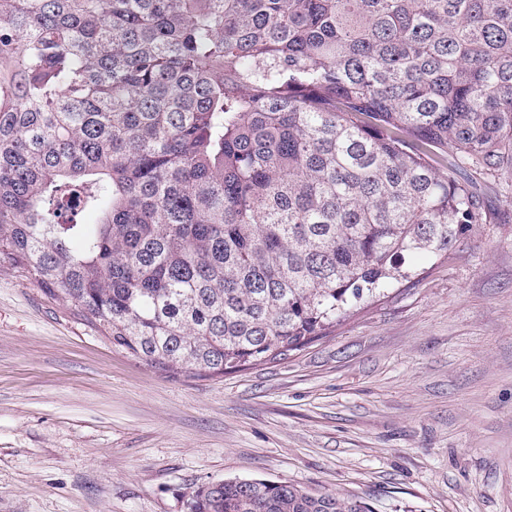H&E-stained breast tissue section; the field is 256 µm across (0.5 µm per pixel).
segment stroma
Wrapping results in <instances>:
<instances>
[{
	"instance_id": "stroma-1",
	"label": "stroma",
	"mask_w": 512,
	"mask_h": 512,
	"mask_svg": "<svg viewBox=\"0 0 512 512\" xmlns=\"http://www.w3.org/2000/svg\"><path fill=\"white\" fill-rule=\"evenodd\" d=\"M283 360L170 376L0 261V512H185L287 481L371 512H512V186Z\"/></svg>"
}]
</instances>
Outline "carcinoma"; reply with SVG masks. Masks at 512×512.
I'll list each match as a JSON object with an SVG mask.
<instances>
[{
	"instance_id": "cac0c4a2",
	"label": "carcinoma",
	"mask_w": 512,
	"mask_h": 512,
	"mask_svg": "<svg viewBox=\"0 0 512 512\" xmlns=\"http://www.w3.org/2000/svg\"><path fill=\"white\" fill-rule=\"evenodd\" d=\"M509 175L512 0H0V261L167 374L313 342ZM189 512L370 510L225 479Z\"/></svg>"
}]
</instances>
